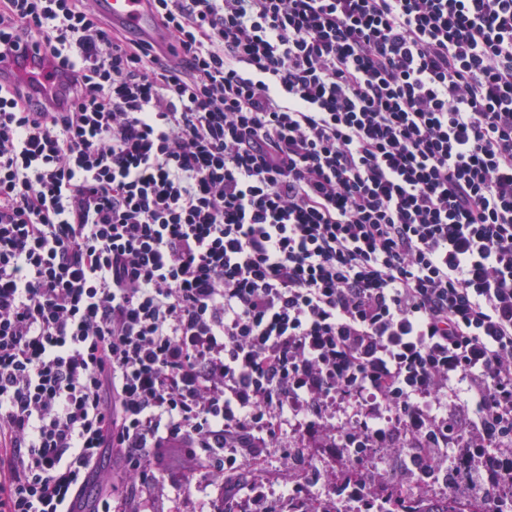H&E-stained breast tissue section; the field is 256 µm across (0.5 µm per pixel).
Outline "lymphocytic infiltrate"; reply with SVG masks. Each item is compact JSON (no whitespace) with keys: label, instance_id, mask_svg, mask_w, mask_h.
Masks as SVG:
<instances>
[{"label":"lymphocytic infiltrate","instance_id":"obj_1","mask_svg":"<svg viewBox=\"0 0 512 512\" xmlns=\"http://www.w3.org/2000/svg\"><path fill=\"white\" fill-rule=\"evenodd\" d=\"M0 0V512L165 457L512 487V0ZM369 410L350 426L338 406ZM99 8L112 17V22L123 23L131 33L151 37L155 35L154 20L146 8V0H98Z\"/></svg>","mask_w":512,"mask_h":512}]
</instances>
